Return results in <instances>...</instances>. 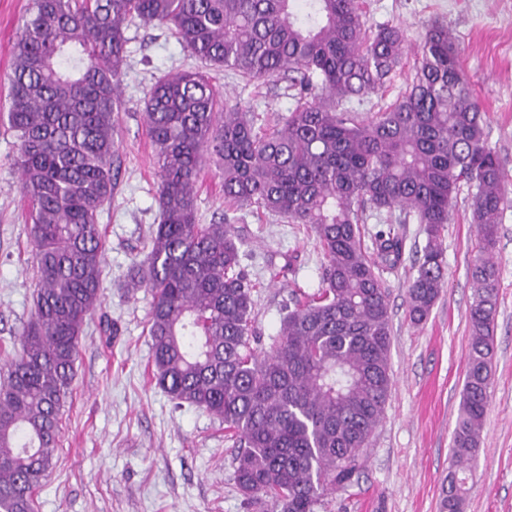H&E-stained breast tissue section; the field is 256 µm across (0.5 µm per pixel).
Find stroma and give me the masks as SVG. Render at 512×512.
I'll return each mask as SVG.
<instances>
[{
	"label": "stroma",
	"mask_w": 512,
	"mask_h": 512,
	"mask_svg": "<svg viewBox=\"0 0 512 512\" xmlns=\"http://www.w3.org/2000/svg\"><path fill=\"white\" fill-rule=\"evenodd\" d=\"M29 0H0V101L7 95L17 34ZM371 23L402 25L418 41L425 25H447L475 99L486 114L488 145L497 153L512 196V0H362ZM131 54L120 87L118 180L99 224L106 241L103 302L84 327L75 375L64 401L55 466L35 494V512H255L234 480L232 443L209 413L177 405L151 378L147 332L152 296L124 286L144 259L158 222L156 176L144 98L159 77L195 65L160 24L130 27ZM212 82L224 102L251 107L273 126L294 105L287 81L262 85L229 71ZM0 109V364L31 317L35 255L28 207L16 191V146ZM224 213L214 164L197 184V220ZM401 265L384 274L392 325V388L365 452L359 487L329 495L321 512H441L448 486L476 289L470 268L481 250L467 192L441 233L445 288L421 325L410 322L406 286L426 244L407 224ZM242 265L256 281L254 325L262 345L277 336L290 293L321 286L324 257L299 224L247 217ZM498 269L491 396L471 463L464 512H512V206L505 208L494 249Z\"/></svg>",
	"instance_id": "35a3bbf8"
}]
</instances>
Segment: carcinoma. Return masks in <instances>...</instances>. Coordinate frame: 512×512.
I'll return each mask as SVG.
<instances>
[{"label": "carcinoma", "mask_w": 512, "mask_h": 512, "mask_svg": "<svg viewBox=\"0 0 512 512\" xmlns=\"http://www.w3.org/2000/svg\"><path fill=\"white\" fill-rule=\"evenodd\" d=\"M167 26L200 63L264 84L288 80L295 106L278 127L250 108L218 107L200 69L158 79L145 99L159 222L127 274L153 300L152 378L171 398L224 423L235 482L261 512H319L359 483L364 451L391 389V321L380 270L427 243L407 285L412 323L445 283L440 237L461 185L482 255L453 470L443 512H464L468 464L490 398L498 272L492 251L507 206L505 175L484 136L455 38L433 21L416 44L405 92L365 120L343 103L385 88L409 44L373 27L358 0H31L7 75L18 191L30 212L36 291L19 347L0 367V512H33L53 468L61 408L81 336L101 304L99 209L116 188L120 82L129 25ZM212 161L224 218L196 223V185ZM398 214L365 250L366 210ZM261 211L314 233L322 287L293 298L267 349L252 325L255 285L242 269L237 213Z\"/></svg>", "instance_id": "obj_1"}]
</instances>
